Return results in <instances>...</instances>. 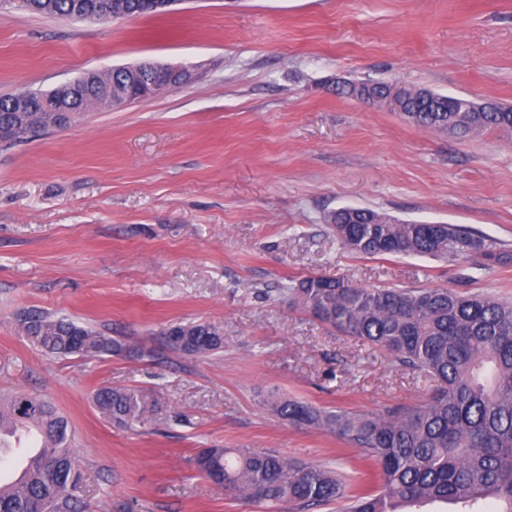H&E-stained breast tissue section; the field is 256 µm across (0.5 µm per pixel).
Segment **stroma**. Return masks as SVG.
Listing matches in <instances>:
<instances>
[{"label":"stroma","mask_w":512,"mask_h":512,"mask_svg":"<svg viewBox=\"0 0 512 512\" xmlns=\"http://www.w3.org/2000/svg\"><path fill=\"white\" fill-rule=\"evenodd\" d=\"M150 60L192 82L0 148V394L49 398L74 432L81 512H264L191 465L255 448L343 473L356 449L262 404L270 393L375 414L430 386L383 351L290 309L309 276L365 288H451L512 300L489 272L429 257H358L336 208L454 224L512 253V134L420 128L336 95L376 82L512 105V0H177L112 23L0 9V96ZM39 309L122 341L101 360L45 354ZM208 323L224 350H171L169 324ZM103 385L154 390L147 425L105 421Z\"/></svg>","instance_id":"35a3bbf8"}]
</instances>
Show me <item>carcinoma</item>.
Returning a JSON list of instances; mask_svg holds the SVG:
<instances>
[{
  "instance_id": "carcinoma-1",
  "label": "carcinoma",
  "mask_w": 512,
  "mask_h": 512,
  "mask_svg": "<svg viewBox=\"0 0 512 512\" xmlns=\"http://www.w3.org/2000/svg\"><path fill=\"white\" fill-rule=\"evenodd\" d=\"M23 9L96 21L165 12L160 0H25ZM112 94L136 82L158 81L147 69L107 74ZM24 97L29 112L14 111ZM56 91L18 90L0 96V145L7 147L55 129ZM417 126L457 134L512 130V106L492 112L448 111V96L407 98ZM336 242L362 257L433 256L491 269L512 256L494 239L452 224H417L369 208L340 207L327 218ZM288 306L309 313L339 333L384 350L394 361L435 382L423 402L358 415L322 410L271 394L263 404L282 420L325 430L359 451L358 484L319 465L276 451L205 448L197 472L217 489L266 512H309L340 499L345 512H422L428 505L461 506L460 512H512V302L463 295L448 288H363L343 279L308 276L288 287ZM28 336L49 355L101 359L124 345L97 330L48 312L19 316ZM168 347L189 356L224 350V334L204 323H173ZM93 404L121 427L146 425L156 413L154 392L99 387ZM36 434L23 475L0 482V512H79L83 477L68 420L51 400L26 393L0 395V463Z\"/></svg>"
}]
</instances>
